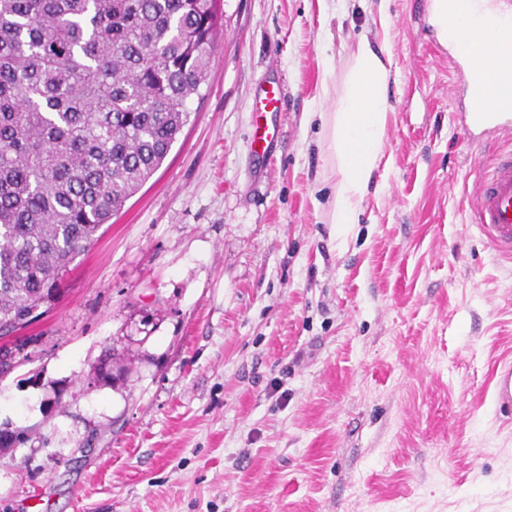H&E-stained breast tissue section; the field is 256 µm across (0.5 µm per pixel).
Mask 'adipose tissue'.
<instances>
[{
    "label": "adipose tissue",
    "mask_w": 512,
    "mask_h": 512,
    "mask_svg": "<svg viewBox=\"0 0 512 512\" xmlns=\"http://www.w3.org/2000/svg\"><path fill=\"white\" fill-rule=\"evenodd\" d=\"M391 75L390 59L363 39L356 45L342 86L323 88L324 95L336 97L329 132L332 173L337 178L332 221L342 237L356 223L366 190L382 159Z\"/></svg>",
    "instance_id": "1"
}]
</instances>
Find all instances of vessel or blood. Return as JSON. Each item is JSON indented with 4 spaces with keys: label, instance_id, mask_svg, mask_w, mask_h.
<instances>
[{
    "label": "vessel or blood",
    "instance_id": "vessel-or-blood-1",
    "mask_svg": "<svg viewBox=\"0 0 512 512\" xmlns=\"http://www.w3.org/2000/svg\"><path fill=\"white\" fill-rule=\"evenodd\" d=\"M479 11L469 27L471 41L485 49L483 63L470 55L454 51L448 57L451 70L463 79L462 93L474 102L463 125L464 136L483 143L495 135L512 141V59L503 57V47L512 46V0H476ZM492 104H485V97ZM280 88L261 87L257 110L263 116L251 142L252 148L268 149L276 137L266 118L279 110ZM473 219L491 244L512 257V150L499 154L491 171L481 176L474 196ZM494 402L499 410L512 413V362L495 374Z\"/></svg>",
    "mask_w": 512,
    "mask_h": 512
}]
</instances>
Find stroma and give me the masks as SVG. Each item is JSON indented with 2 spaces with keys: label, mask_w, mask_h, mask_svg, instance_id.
<instances>
[{
  "label": "stroma",
  "mask_w": 512,
  "mask_h": 512,
  "mask_svg": "<svg viewBox=\"0 0 512 512\" xmlns=\"http://www.w3.org/2000/svg\"><path fill=\"white\" fill-rule=\"evenodd\" d=\"M218 10L176 142L0 375V424L23 433L0 512H512L490 396L512 261L470 221L512 145L464 138L429 0ZM363 37L392 51L390 109L341 238L322 84ZM268 82L284 96L257 153Z\"/></svg>",
  "instance_id": "obj_1"
}]
</instances>
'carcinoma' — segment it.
<instances>
[{
  "label": "carcinoma",
  "mask_w": 512,
  "mask_h": 512,
  "mask_svg": "<svg viewBox=\"0 0 512 512\" xmlns=\"http://www.w3.org/2000/svg\"><path fill=\"white\" fill-rule=\"evenodd\" d=\"M217 0H0V340L162 165Z\"/></svg>",
  "instance_id": "cac0c4a2"
}]
</instances>
